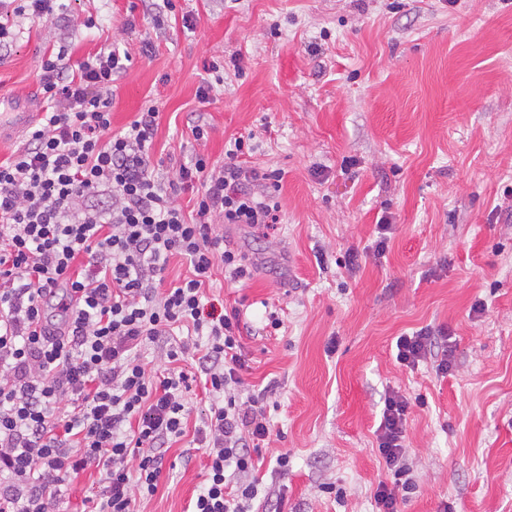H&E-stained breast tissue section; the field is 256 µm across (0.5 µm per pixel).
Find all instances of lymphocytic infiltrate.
Returning a JSON list of instances; mask_svg holds the SVG:
<instances>
[{"label": "lymphocytic infiltrate", "instance_id": "1", "mask_svg": "<svg viewBox=\"0 0 512 512\" xmlns=\"http://www.w3.org/2000/svg\"><path fill=\"white\" fill-rule=\"evenodd\" d=\"M67 56L61 49L43 60V116L0 162V512H51L64 480L90 467L106 476L103 512H135L137 497L157 492L169 445L186 432L185 395L199 373L212 403L199 430L207 484L192 512H253L270 420L258 396H237L249 368L240 309L219 312L203 298L216 267L234 283L255 272L214 221L274 227L280 178L245 165L239 139L222 165L199 154L174 177L158 176L155 107L112 130L116 52ZM187 191L189 217L177 202ZM174 256L190 274L168 285ZM48 297L59 325L44 315ZM183 328L204 339L196 371L181 367L178 344L164 372L148 368L142 349ZM395 346L409 368L426 363L444 377L455 365L439 331L399 336ZM409 409L403 395L386 394L377 443L392 479L373 491L376 512H398L399 491L414 488Z\"/></svg>", "mask_w": 512, "mask_h": 512}]
</instances>
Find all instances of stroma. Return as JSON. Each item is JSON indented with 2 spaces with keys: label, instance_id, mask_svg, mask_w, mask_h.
Returning a JSON list of instances; mask_svg holds the SVG:
<instances>
[{
  "label": "stroma",
  "instance_id": "stroma-1",
  "mask_svg": "<svg viewBox=\"0 0 512 512\" xmlns=\"http://www.w3.org/2000/svg\"><path fill=\"white\" fill-rule=\"evenodd\" d=\"M65 4V19L24 20L0 48V95L40 100L52 46L74 60L109 46L127 57L112 129L156 107L163 175L198 154L223 163L239 137L252 165L283 175L276 228H223L257 273L232 284L216 269L207 292L244 313L243 388L267 391L256 512H376L391 390L411 402L416 487L400 512H512V0ZM213 63L224 82L204 99ZM384 216L394 230L378 258ZM427 326L453 339L448 376L393 356L397 336ZM206 464L192 436L173 443L138 512H190ZM104 486L92 468L66 479L55 512H92Z\"/></svg>",
  "mask_w": 512,
  "mask_h": 512
}]
</instances>
